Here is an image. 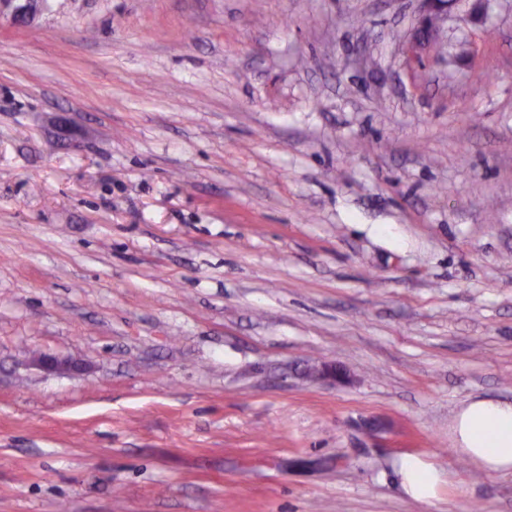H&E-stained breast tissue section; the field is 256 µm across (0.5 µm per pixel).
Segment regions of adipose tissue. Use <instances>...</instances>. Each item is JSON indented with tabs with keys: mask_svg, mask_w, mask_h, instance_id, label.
Listing matches in <instances>:
<instances>
[{
	"mask_svg": "<svg viewBox=\"0 0 512 512\" xmlns=\"http://www.w3.org/2000/svg\"><path fill=\"white\" fill-rule=\"evenodd\" d=\"M460 451L471 462L490 472L512 470V404L478 399L456 419ZM403 490L416 499L433 496L437 477L425 462L403 457L395 463Z\"/></svg>",
	"mask_w": 512,
	"mask_h": 512,
	"instance_id": "obj_1",
	"label": "adipose tissue"
}]
</instances>
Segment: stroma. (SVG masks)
Returning <instances> with one entry per match:
<instances>
[{
  "mask_svg": "<svg viewBox=\"0 0 512 512\" xmlns=\"http://www.w3.org/2000/svg\"><path fill=\"white\" fill-rule=\"evenodd\" d=\"M471 7L417 50L421 0L0 17V512H512L454 430L512 403V0ZM403 490L415 499H428L434 495L437 477L425 462L414 457H402L395 462Z\"/></svg>",
  "mask_w": 512,
  "mask_h": 512,
  "instance_id": "35a3bbf8",
  "label": "stroma"
}]
</instances>
